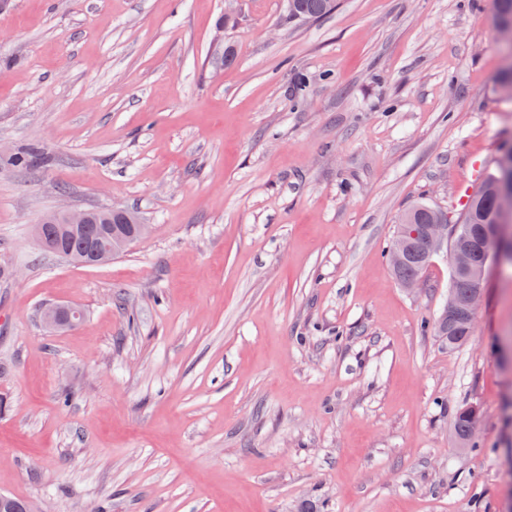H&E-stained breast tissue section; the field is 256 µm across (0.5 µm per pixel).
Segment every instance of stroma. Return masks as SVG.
<instances>
[{"label":"stroma","mask_w":512,"mask_h":512,"mask_svg":"<svg viewBox=\"0 0 512 512\" xmlns=\"http://www.w3.org/2000/svg\"><path fill=\"white\" fill-rule=\"evenodd\" d=\"M0 0V493L37 512H512V267L474 332L388 251L512 143L494 0ZM37 148L22 169L11 153ZM151 234L45 255L47 213ZM83 309L40 325V306ZM73 391L62 403V388ZM477 404L457 449V407ZM90 212L89 222L87 224V211L84 209H72L66 212L64 224L68 226H81L87 224L90 226V231L94 233L100 240L108 231L112 230L113 233L131 232L130 224H136L135 231L132 235L127 237L112 238L108 244L101 246L95 244L90 252V257L97 263H108L115 252L127 248L136 240L145 237L149 232V225L142 224L136 216H128L129 224H118L113 221L110 213L102 208L87 209ZM392 265V264H391ZM428 265H420L415 259L408 258L402 264L393 268V273L397 280H410L421 275ZM404 288H417L418 280H410L403 284ZM40 318L45 329L56 332L67 324L76 325L82 319V312L74 306L51 304L41 309Z\"/></svg>","instance_id":"obj_1"}]
</instances>
